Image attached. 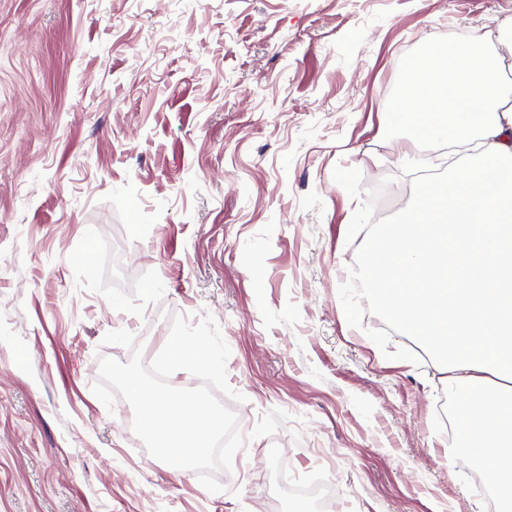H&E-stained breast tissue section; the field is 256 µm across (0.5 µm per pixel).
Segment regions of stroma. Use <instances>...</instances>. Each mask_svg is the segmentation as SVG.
<instances>
[{"mask_svg": "<svg viewBox=\"0 0 512 512\" xmlns=\"http://www.w3.org/2000/svg\"><path fill=\"white\" fill-rule=\"evenodd\" d=\"M512 0H0V512H265L314 475L340 512H486L449 464L441 367L386 359L338 294L353 213L424 152L385 139L402 57L501 34ZM212 315L245 436L224 489L94 396Z\"/></svg>", "mask_w": 512, "mask_h": 512, "instance_id": "obj_1", "label": "stroma"}]
</instances>
